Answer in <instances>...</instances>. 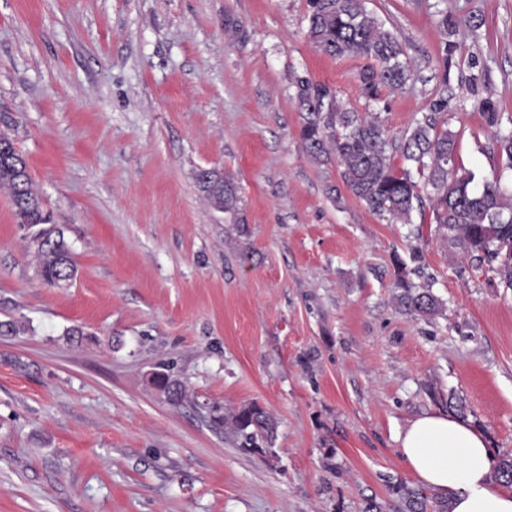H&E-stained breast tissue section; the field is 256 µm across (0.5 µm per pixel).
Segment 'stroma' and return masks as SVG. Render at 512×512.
<instances>
[{
    "label": "stroma",
    "instance_id": "1",
    "mask_svg": "<svg viewBox=\"0 0 512 512\" xmlns=\"http://www.w3.org/2000/svg\"><path fill=\"white\" fill-rule=\"evenodd\" d=\"M417 75L376 110L393 137L447 99L455 163L512 183L481 110L512 124V0H367ZM457 21L454 35L440 13ZM308 0H0V132L25 156L78 275L44 284L0 190V512H398L397 435L467 406L512 454V289L431 209L379 220L299 138L295 80L365 110L364 62L306 36ZM483 24L470 31L467 17ZM218 168L238 220L199 193ZM443 308L409 315L398 266ZM81 328V343L65 332ZM167 366L192 401L152 388ZM277 419L274 459L209 406Z\"/></svg>",
    "mask_w": 512,
    "mask_h": 512
}]
</instances>
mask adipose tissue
<instances>
[{"mask_svg": "<svg viewBox=\"0 0 512 512\" xmlns=\"http://www.w3.org/2000/svg\"><path fill=\"white\" fill-rule=\"evenodd\" d=\"M403 463L423 486L446 494L450 512H512V490L492 482L483 436L449 415L420 416L399 434Z\"/></svg>", "mask_w": 512, "mask_h": 512, "instance_id": "obj_1", "label": "adipose tissue"}]
</instances>
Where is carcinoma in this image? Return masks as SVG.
I'll list each match as a JSON object with an SVG mask.
<instances>
[{"label": "carcinoma", "instance_id": "1", "mask_svg": "<svg viewBox=\"0 0 512 512\" xmlns=\"http://www.w3.org/2000/svg\"><path fill=\"white\" fill-rule=\"evenodd\" d=\"M307 37L319 51L331 57L359 58L366 65L358 73L363 97L376 101L384 88L399 90L414 78L413 65L402 43L385 29L366 0H309ZM295 98L301 111L300 140L305 152L318 162L335 160L348 192L377 217L391 224H410L412 214L429 200L433 221L447 231L452 244L479 264L489 265L498 285L512 288V194L500 181L475 184V176L459 172L455 165L456 135L443 119L448 102L440 100L433 112L415 121L399 141L390 139L374 112H357L339 105L329 86L299 77ZM487 123L495 128L493 152L512 170V128H499V113L490 99L481 102ZM402 165L394 164V154ZM204 198L227 214L238 211V189L223 172L197 181ZM0 188L7 190L22 224H42L33 242L43 281L66 288L76 277L71 247L64 231L45 226L41 198L33 187L27 165L14 156L0 158ZM396 302L410 314L434 316L442 303L430 290L416 291L399 279ZM152 386L168 402H188L185 387L159 372ZM210 424L224 429L244 445L273 454L278 422L261 406L251 403L235 410H211ZM499 484L512 487V456L494 469ZM397 493L403 512H449L446 498L433 499L418 488L402 486Z\"/></svg>", "mask_w": 512, "mask_h": 512}]
</instances>
